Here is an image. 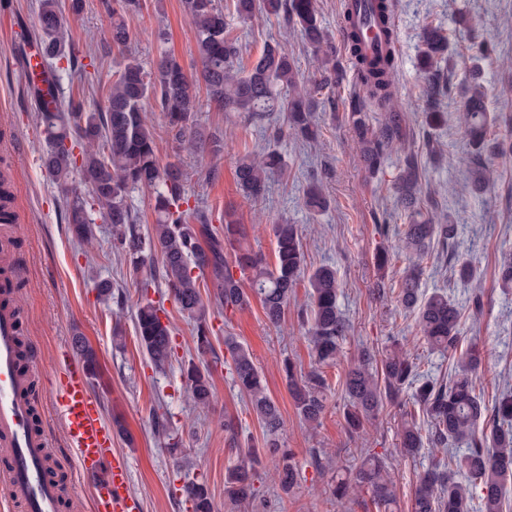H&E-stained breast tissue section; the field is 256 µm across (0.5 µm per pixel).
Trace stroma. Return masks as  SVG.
I'll use <instances>...</instances> for the list:
<instances>
[{
	"label": "stroma",
	"instance_id": "35a3bbf8",
	"mask_svg": "<svg viewBox=\"0 0 512 512\" xmlns=\"http://www.w3.org/2000/svg\"><path fill=\"white\" fill-rule=\"evenodd\" d=\"M242 49V64L251 67L266 40L282 41L305 76H313L317 54L300 32L284 16L257 14L248 23L240 22L229 0H217ZM399 39L395 107L407 118V140L389 155L384 174L368 178L359 151L345 119L351 100L362 98L363 89L349 55L343 48L341 32L342 0H316L318 19L326 39L336 48V60L343 71L337 85L335 110L320 109L315 114L318 136L304 142L292 137L274 139L271 129L253 124L237 113L224 112L209 100H202L198 114L207 133L233 144L236 151L259 153L276 146L285 164L270 175L267 189L258 201L246 199L239 191L234 159L199 156L163 130L159 112L147 108L149 123L164 133L162 162L181 161L192 192L212 207L214 213H233L242 224L245 242L260 252L266 264L276 262L273 225H297L302 237L305 271L330 265L342 284L338 304L351 325L350 337L336 366L324 372L328 383L326 410L317 428L302 424L288 393L281 371L283 359H292L301 373L314 367L307 328L300 314L309 302L305 288H297L279 324L267 322L259 299H251L247 309L225 316L211 309V321L220 331L214 345L223 350L225 336H233L246 346L261 371L268 392L277 402L284 423L283 439L304 464L306 479L291 495H283L273 478L259 488L272 503L270 512H365L353 500L336 502L332 489L336 476L358 467L366 452L392 450L399 441L393 409L384 410L367 424L361 437H351L344 427L342 378L351 359L363 347H384L395 337L413 355L422 371L447 377L451 363L447 357L418 343L419 330L413 314L403 310L391 289L406 267L404 259H393L385 276H378L374 255L388 237L403 228L404 215L397 208L390 183L404 154H417L422 183L438 206L435 222L454 220L457 236L451 249L472 259L481 277L483 305L478 312L467 311L470 288L456 280L441 249H434L424 261L421 290L424 294L446 292L465 307L463 338L483 346V367L477 389L486 405L512 389V290L501 288L494 270L512 254V168L494 167L489 193L478 197L467 186V174L455 164L466 148L459 120V104L466 79L473 67H480L489 111L499 113L496 135L512 136V0H394ZM38 0H0V162L9 168L16 246L15 264L23 279L20 290L22 318L27 343L41 373L32 394L40 411V424L54 448L55 465L65 477V496L76 502L78 512H92V483L81 476L74 455L62 437L59 420L53 414L49 395L54 384L53 361L61 348L70 347L74 334H82L97 351L100 376L90 388L101 401L106 422L121 420L122 431L115 434L116 449L128 457L129 489L139 496L144 512H187L181 495L183 484L175 461L158 435L152 412L164 402L170 429L182 440L180 459L188 462L191 476L203 480L211 491L216 512L224 509V474L236 453L224 441V420L239 422L245 435L261 438L256 418L249 414L244 399L234 388L229 374L215 378V395L210 406H194L179 367L156 372L135 336L133 314L136 284L126 273L117 255L111 253L112 227L96 219L94 239L78 245L62 219L60 194L40 161V136L32 107L29 86L21 77L20 54L29 49ZM112 17L101 0H85L80 17H67L66 27L81 50L95 57L100 83L95 96L84 97V109L104 102L109 79L118 69L120 57L106 45ZM440 29L449 39L448 61L441 73L448 79V95L441 101L448 114L445 126L423 128L426 88L429 76L420 67V36L426 26ZM130 40L126 51L135 55L146 69H153L163 51L174 53L184 71H200L191 21L182 0H149L147 9L129 22ZM167 34L159 43L158 31ZM495 44L492 59L474 61L469 50L472 39ZM321 174L329 208L311 215L303 198L313 174ZM391 215L388 232H381L373 216ZM111 280L123 293L122 300L104 301L96 280ZM387 291L377 294V282ZM123 331L122 345H114L113 330ZM319 449L331 459L328 470L310 467V453ZM445 452L422 448L413 457L393 461L391 475L396 485L392 512H410L415 485L433 463H447Z\"/></svg>",
	"mask_w": 512,
	"mask_h": 512
}]
</instances>
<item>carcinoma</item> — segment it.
<instances>
[{"instance_id":"obj_1","label":"carcinoma","mask_w":512,"mask_h":512,"mask_svg":"<svg viewBox=\"0 0 512 512\" xmlns=\"http://www.w3.org/2000/svg\"><path fill=\"white\" fill-rule=\"evenodd\" d=\"M144 0H102L112 13L109 31L112 48L122 51L129 41L127 20L139 14ZM236 16L246 21L257 10V0H232ZM193 24L194 38L202 69L196 76L187 74L175 56L164 53L155 69L148 72L134 57L112 75L105 106L88 112H75V102L60 90L62 77L86 74L85 55L65 33L63 11L74 16L83 11V0H39L35 30L37 57L41 63L55 65L51 83L31 84L30 96L41 128L40 161L47 176L61 194L65 221L74 240L89 243L93 238L92 213L99 211L112 225V249L127 263L136 283L138 298L133 321L141 348L154 368L164 372L177 361L173 327L162 300L151 292L165 285L178 311L191 325L194 356L179 362L181 375L195 406L206 408L214 396V371L230 365L234 385L247 398L248 410L263 429L260 442L242 435L232 418L224 419L227 445L236 452V462L224 477L225 504L231 509L265 512L256 482L261 479L263 460L273 465L279 489L288 494L305 479L303 467L293 449L281 440L283 420L280 409L268 394L261 372L247 348L233 337H224V355H219L213 339L215 331L204 300L213 302L226 314L244 310L250 298L260 299L267 321L280 322L295 288L307 281L310 300L308 340L316 368L297 375L289 360L283 362L288 392L301 421L313 428L320 424L326 408L327 387L323 368L336 364L350 324L337 305L340 282L330 266L304 273L303 245L294 224L273 227L276 265L264 264L261 256L243 245L242 225L227 219L216 227L210 211L191 205L185 170L178 162L161 163V136L146 119L144 103L154 100L163 113L165 127L196 151L219 157L232 147L211 138L197 126L198 90L203 87L208 99L226 112H236L251 121H275L286 113L287 133L298 140L317 137L312 120L320 101L316 95L334 90L343 72L327 45L317 19L315 0H262L268 14L285 13L300 27L301 35L322 53L318 74L305 77L286 47L272 41L248 71L239 67L241 46L230 36L224 10L216 0H183ZM390 4L379 0L376 22L386 36V49L369 57L363 53L365 34L349 4H344V43L366 93L354 100L347 113L348 125L359 145L364 169L372 179L383 172L393 148L405 140L403 113L393 109L397 50L394 34L387 26ZM448 53V39L440 30L428 27L422 35L421 67L432 73L427 90L429 105L425 123L430 129L446 121V113L434 110L437 101L447 96L448 83L440 80L437 65ZM385 110L384 122L377 128L369 123L368 106ZM460 119L469 149L459 158L467 168L470 187L476 194L490 184L489 161L512 167V141L492 136L496 117L489 112L485 91L473 81L461 102ZM282 157L274 149L258 155L235 156V175L242 194L256 199L264 194L269 175L281 168ZM87 188L81 193L72 188L74 177ZM146 189L151 193L154 221L144 235L128 203L129 193ZM396 205L406 224L394 244L379 249L374 256L378 271L388 266L390 257L404 254L411 264L397 287L391 289L400 305L417 315L422 341L433 351L453 358L447 381H439L420 370L419 364L402 349L398 339H389V353L380 368L373 367L374 356L364 350L344 373L343 390L347 398L344 420L351 435L363 432L365 424L385 406H398L406 391L412 403L425 411L428 433H422L415 420L401 424L398 451L415 453L429 443L434 449L464 447L448 456V466L426 470L417 482L411 512H504L507 485L512 483V395L507 394L488 407L476 393L475 381L481 366V351L472 346L458 351L462 340V309L447 295L435 292L424 298L420 290L421 261L434 245L447 248L457 225L435 224L428 208L433 201L422 194L419 162L409 152L391 183ZM12 194L8 179L0 178V224L12 223ZM305 205L311 212H322L329 200L322 192V180L309 182ZM458 280L478 283L473 263L455 253L448 255ZM72 349L84 361L92 377L99 374L97 352L84 336L72 337ZM202 364H197L196 360ZM158 433L165 446L175 451L180 439L168 429L164 405L153 410ZM482 422L491 424L489 433L479 432ZM189 512H214L208 486L185 475L181 487ZM367 493L376 512H391L396 501L394 483L384 458L367 454L355 472L338 479L336 500L359 499Z\"/></svg>"}]
</instances>
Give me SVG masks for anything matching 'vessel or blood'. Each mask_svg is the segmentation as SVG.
<instances>
[{"label":"vessel or blood","instance_id":"vessel-or-blood-1","mask_svg":"<svg viewBox=\"0 0 512 512\" xmlns=\"http://www.w3.org/2000/svg\"><path fill=\"white\" fill-rule=\"evenodd\" d=\"M372 5L373 0L357 3L370 51L379 45ZM21 352L17 316L8 303L0 306V499L19 504L22 512H60V486L48 472L49 441L34 424ZM53 373L50 404L79 470L93 482V512H143L141 500L128 490V461L112 448L113 432L102 419L99 399L90 391L83 361L60 354Z\"/></svg>","mask_w":512,"mask_h":512}]
</instances>
